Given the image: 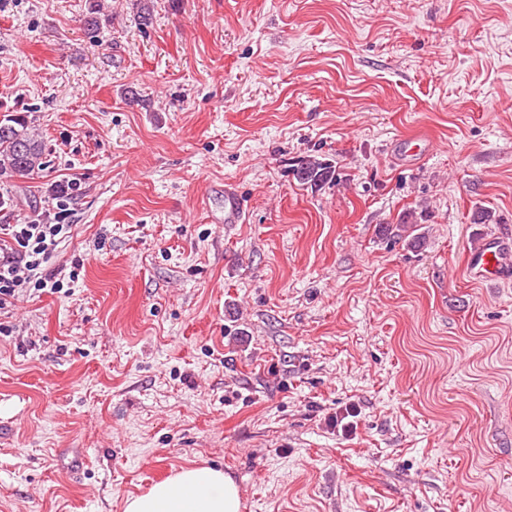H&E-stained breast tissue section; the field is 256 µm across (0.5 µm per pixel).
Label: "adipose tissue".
Masks as SVG:
<instances>
[{
  "label": "adipose tissue",
  "instance_id": "obj_1",
  "mask_svg": "<svg viewBox=\"0 0 512 512\" xmlns=\"http://www.w3.org/2000/svg\"><path fill=\"white\" fill-rule=\"evenodd\" d=\"M234 480L203 466L182 468L143 494L128 498L124 512H241Z\"/></svg>",
  "mask_w": 512,
  "mask_h": 512
}]
</instances>
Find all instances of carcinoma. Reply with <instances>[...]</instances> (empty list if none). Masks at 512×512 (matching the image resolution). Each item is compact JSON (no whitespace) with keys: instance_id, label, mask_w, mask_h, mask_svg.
I'll use <instances>...</instances> for the list:
<instances>
[{"instance_id":"1","label":"carcinoma","mask_w":512,"mask_h":512,"mask_svg":"<svg viewBox=\"0 0 512 512\" xmlns=\"http://www.w3.org/2000/svg\"><path fill=\"white\" fill-rule=\"evenodd\" d=\"M45 146L31 132L26 122L15 115L0 117V176L13 181L26 180L44 167ZM295 176L303 185L317 188L336 180V169L328 163L303 159L295 168ZM378 236L395 242H404L412 249L424 246L426 236L420 232L417 221L401 224H381Z\"/></svg>"}]
</instances>
